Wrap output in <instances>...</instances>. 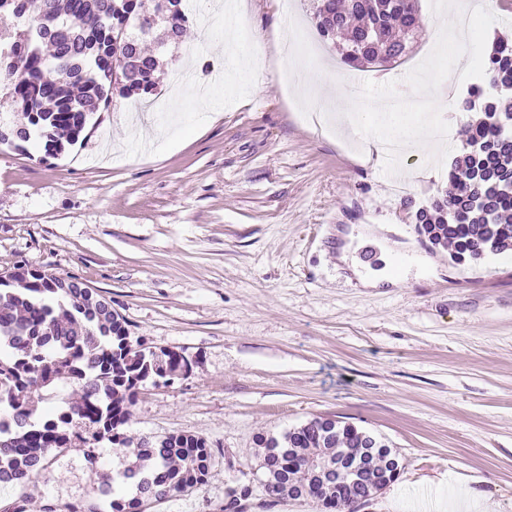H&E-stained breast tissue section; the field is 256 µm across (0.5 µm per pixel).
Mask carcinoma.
<instances>
[{
    "mask_svg": "<svg viewBox=\"0 0 512 512\" xmlns=\"http://www.w3.org/2000/svg\"><path fill=\"white\" fill-rule=\"evenodd\" d=\"M417 2L317 0L314 18L322 36L343 40L348 65H393L407 55L397 32L418 27ZM188 22L183 0H0V84L27 119L0 120V145L35 135L55 156L78 141L112 93L154 94L159 61L144 43L160 28L176 41ZM483 62L493 92L457 101L482 118L466 130L450 165L451 189L415 215L430 243L452 245L459 259L512 250V44L497 42ZM188 368L180 352L132 343L125 321L68 279L22 264L1 273L0 404L7 411L0 414V482L26 484L78 439L106 440L133 456L119 473L126 493L112 499V512H148L193 488L213 463L205 440L133 437L122 429L146 380H170ZM61 384L78 386L77 397L55 413H38L32 393ZM258 443L268 495L309 499L321 512H342L398 477L387 444L332 418ZM338 461L361 463L356 478L336 474ZM251 494L247 484L230 488L224 512Z\"/></svg>",
    "mask_w": 512,
    "mask_h": 512,
    "instance_id": "cac0c4a2",
    "label": "carcinoma"
}]
</instances>
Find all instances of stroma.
Masks as SVG:
<instances>
[{
	"instance_id": "35a3bbf8",
	"label": "stroma",
	"mask_w": 512,
	"mask_h": 512,
	"mask_svg": "<svg viewBox=\"0 0 512 512\" xmlns=\"http://www.w3.org/2000/svg\"><path fill=\"white\" fill-rule=\"evenodd\" d=\"M473 42L440 51L441 74L466 78L486 32L512 38L499 0H485ZM314 0H240L193 11L180 42L148 39L163 63L151 103L159 141L120 124L113 97L78 141L46 156L0 148V273L23 264L74 277L105 298L131 340L189 359L186 374L146 384L125 426L135 436L186 433L214 455L204 480L151 512H223L247 484L242 512H317L262 486L258 437L319 416L383 439L398 479L359 512H512V251L455 260L420 240L409 214L448 187V165L476 113L435 105L411 123L450 126L437 153L372 167L359 162L381 96L414 95L409 73L339 66L321 38ZM293 28L298 66L323 68L327 96L306 102L283 70L280 34ZM262 67L236 62V45ZM212 65L217 115L200 126L193 100L169 105L168 76ZM432 172L429 180L417 178ZM410 176L409 197L393 176ZM102 441L49 459L27 486L0 490V512L97 505L100 475L123 470Z\"/></svg>"
}]
</instances>
